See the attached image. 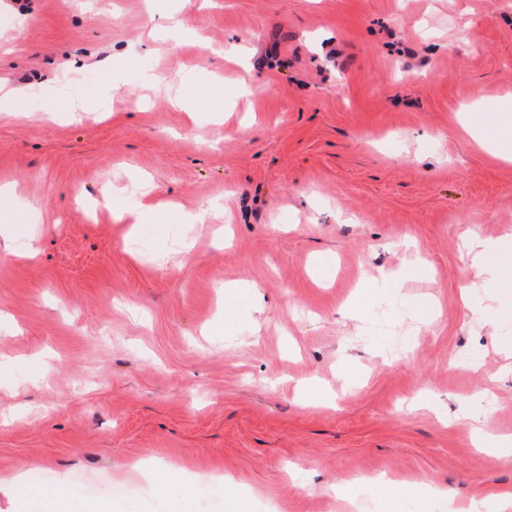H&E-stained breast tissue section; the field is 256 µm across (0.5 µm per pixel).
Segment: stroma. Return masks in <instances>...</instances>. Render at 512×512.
<instances>
[{
	"mask_svg": "<svg viewBox=\"0 0 512 512\" xmlns=\"http://www.w3.org/2000/svg\"><path fill=\"white\" fill-rule=\"evenodd\" d=\"M0 91V512L512 493V0H0ZM472 111L473 112H469L466 115L465 130L482 148L485 149L493 144V140L487 134V128L484 121L486 117L483 115L484 113H482L487 111V106L484 104L477 105ZM467 254L474 253V260L480 272L491 278H498L510 269L512 287V249L507 245L470 241Z\"/></svg>",
	"mask_w": 512,
	"mask_h": 512,
	"instance_id": "1",
	"label": "stroma"
}]
</instances>
